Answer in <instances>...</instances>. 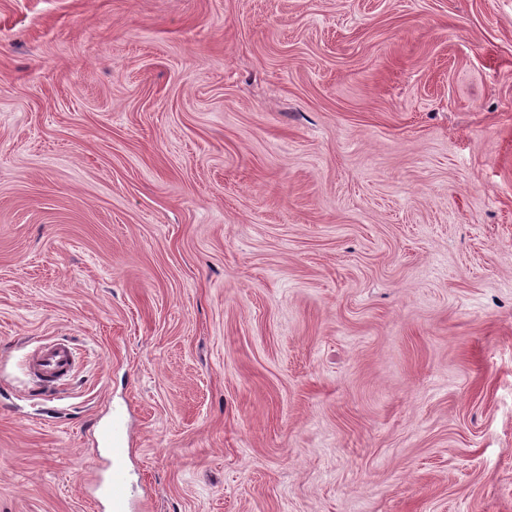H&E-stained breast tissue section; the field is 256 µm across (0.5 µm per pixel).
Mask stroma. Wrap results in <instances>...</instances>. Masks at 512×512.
<instances>
[{
  "label": "stroma",
  "instance_id": "1",
  "mask_svg": "<svg viewBox=\"0 0 512 512\" xmlns=\"http://www.w3.org/2000/svg\"><path fill=\"white\" fill-rule=\"evenodd\" d=\"M116 408L125 512H512V0H0V512ZM75 359L71 345L58 339L35 348L28 357L27 367L36 382L44 379L64 381L71 376Z\"/></svg>",
  "mask_w": 512,
  "mask_h": 512
}]
</instances>
